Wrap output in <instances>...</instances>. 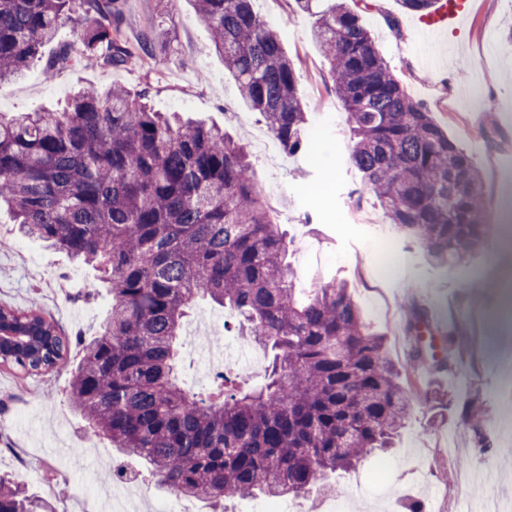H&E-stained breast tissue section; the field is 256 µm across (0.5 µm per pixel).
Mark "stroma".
Segmentation results:
<instances>
[{
  "mask_svg": "<svg viewBox=\"0 0 512 512\" xmlns=\"http://www.w3.org/2000/svg\"><path fill=\"white\" fill-rule=\"evenodd\" d=\"M360 15L376 48L411 99L426 108L449 138L473 160L484 183L485 205L494 208V187L512 178V0H458L454 17L439 31L429 65L419 58L420 35L430 16L402 8L399 0H346ZM115 23L129 43L149 39L154 56L136 67H81L44 75L45 58L75 39L72 23L47 44L41 61L19 79L0 85V113L11 115L64 104L75 89L120 85L160 112H184L225 127L244 143L267 133L260 113L244 109L234 80L224 71L193 0L166 7L164 0H118ZM325 0L312 11L294 0H253L255 12L277 29L293 61L308 112V147L290 156L279 144L251 152L259 188L290 240L288 264L300 295L336 280L348 285L370 332L382 335L386 354L403 384L438 389L448 403L421 406L385 452L384 482H375L376 455L339 479L338 494L312 491L282 499V512H482L498 502L512 512V318L501 314L490 283L512 282V249L490 237L473 259L448 267L428 262L422 246L393 238V274L377 270L379 236L388 221L364 190L350 155L353 138L329 66L312 33ZM97 273L64 253L20 235L8 213L0 214V305L36 306L51 315L71 340L64 361L48 373L27 376L0 366V413L10 423L0 432V473L20 482L28 495L53 512H100L101 484L134 465L102 439L91 438L68 401L72 372L85 340L97 336L112 300L96 287ZM413 304L438 324H456L445 347L443 371H407L415 340L404 312ZM209 317L207 336L228 351L248 346L229 311L199 302L185 321L180 377L184 387L206 392L197 380L195 331ZM479 401L482 433L463 419Z\"/></svg>",
  "mask_w": 512,
  "mask_h": 512,
  "instance_id": "obj_1",
  "label": "stroma"
}]
</instances>
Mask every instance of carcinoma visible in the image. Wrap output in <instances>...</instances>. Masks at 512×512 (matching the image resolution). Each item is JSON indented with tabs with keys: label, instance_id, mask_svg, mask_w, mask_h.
Listing matches in <instances>:
<instances>
[{
	"label": "carcinoma",
	"instance_id": "cac0c4a2",
	"mask_svg": "<svg viewBox=\"0 0 512 512\" xmlns=\"http://www.w3.org/2000/svg\"><path fill=\"white\" fill-rule=\"evenodd\" d=\"M74 0H0V83L23 75L69 18ZM241 103L263 115L288 155L304 151L308 123L293 61L252 0H194ZM117 0H81L82 50L62 46L45 77L89 62L136 65L151 43L112 25ZM344 103L352 161L397 234L440 267L479 254L496 224L465 151L416 104L342 4L315 30ZM24 236L95 268L112 307L82 346L69 400L88 431L143 461L157 482L226 512L247 496L336 490L392 440L423 404L399 382L382 337L366 328L348 287L297 297L286 233L272 219L244 143L224 128L156 112L122 87L77 90L60 111L0 116V207ZM208 298L238 316L240 335L270 354L265 382L225 375L206 395L177 371L185 318ZM0 366L29 374L68 352L39 308L0 306ZM407 330L432 332L413 306ZM0 512H52L0 477Z\"/></svg>",
	"mask_w": 512,
	"mask_h": 512
}]
</instances>
